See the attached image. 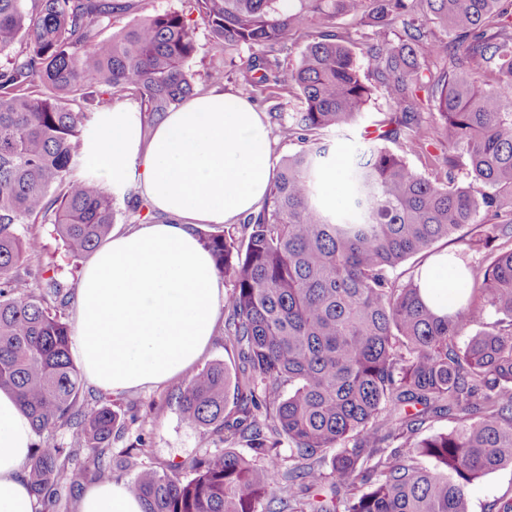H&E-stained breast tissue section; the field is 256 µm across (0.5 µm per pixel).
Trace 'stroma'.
<instances>
[{
    "mask_svg": "<svg viewBox=\"0 0 512 512\" xmlns=\"http://www.w3.org/2000/svg\"><path fill=\"white\" fill-rule=\"evenodd\" d=\"M165 11L184 13L194 30L197 52L188 64L199 92H208L207 76L211 71L224 73L222 91L242 96L241 61L250 50L248 47L220 50L214 47L207 24L191 12L187 0H137L133 11L114 18L102 31L103 37L130 25L146 16ZM384 95H377L363 112L358 124L348 130L333 131L323 137L332 157V169L339 176H346L355 149L361 146L363 138L376 130L380 120L388 112ZM31 231L41 241L42 252L39 259L28 260V268L37 266L54 267L58 276L69 284H78L83 261L71 259L49 224L32 225ZM183 379L176 378L166 383L148 386L113 396L97 389L91 383H84L83 396L86 408L101 404H111L123 422L122 428L112 437V474L115 481L130 480L138 470L153 468L175 471L181 479L188 480L194 475L191 462L206 451L232 447L240 453H247L245 441L227 439L225 434L206 428H190L179 418L178 393ZM143 442L144 451L136 457L135 465L124 462V451ZM512 491V468L506 467L475 480L468 487V498L472 512H485L496 498Z\"/></svg>",
    "mask_w": 512,
    "mask_h": 512,
    "instance_id": "1",
    "label": "stroma"
}]
</instances>
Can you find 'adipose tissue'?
I'll return each instance as SVG.
<instances>
[{"mask_svg": "<svg viewBox=\"0 0 512 512\" xmlns=\"http://www.w3.org/2000/svg\"><path fill=\"white\" fill-rule=\"evenodd\" d=\"M100 178L136 185L164 220L113 232L87 262L77 289L74 352L97 388L121 394L184 376L207 349L224 285L196 229L257 212L272 179L269 131L240 98L210 91L144 133L138 112L99 115L89 144ZM464 266L441 253L423 268L426 302L462 285ZM33 428L15 396L0 390V512H40L24 467ZM77 512H143L120 483L84 492Z\"/></svg>", "mask_w": 512, "mask_h": 512, "instance_id": "obj_1", "label": "adipose tissue"}]
</instances>
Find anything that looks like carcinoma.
<instances>
[{"label":"carcinoma","instance_id":"carcinoma-1","mask_svg":"<svg viewBox=\"0 0 512 512\" xmlns=\"http://www.w3.org/2000/svg\"><path fill=\"white\" fill-rule=\"evenodd\" d=\"M188 2L216 47L256 49L246 61L251 90H299L304 109L271 118L304 147L281 160L242 239L216 233L203 242L231 279L224 335L248 375L233 382L216 363L191 377L179 392L180 420L234 429L251 456L206 452L188 481L142 469L128 490L144 512H258L267 497L272 512H470L468 485L512 467V0ZM133 8V0H0V390L17 396L36 435L69 429L99 481L112 479L120 415L108 404L80 409L71 330L48 307L70 302L67 284L43 269L37 292L19 267L41 253L30 222L54 216L74 260L112 233L115 196L88 161L93 114L130 92L156 123L196 94L186 65L197 47L184 15L157 13L99 40L113 15ZM342 16L378 33L396 29L398 41L368 43L359 59L352 35L333 31ZM315 24L319 40L284 69L280 56ZM371 76L387 89L391 113L353 154L350 202L338 209L321 193L332 161L319 140L356 121L375 94ZM420 91L440 127L415 111ZM436 139L448 154L443 175L430 179L408 156ZM462 158L467 184L456 177ZM481 210L499 222L477 223ZM443 238L466 250L494 245L497 255L470 271L472 287L439 315L419 277L399 283L389 272ZM231 387L237 417L226 424ZM431 416L455 426L417 439ZM326 448L336 454L325 467ZM64 453L47 441L28 458L37 498L83 474Z\"/></svg>","mask_w":512,"mask_h":512}]
</instances>
